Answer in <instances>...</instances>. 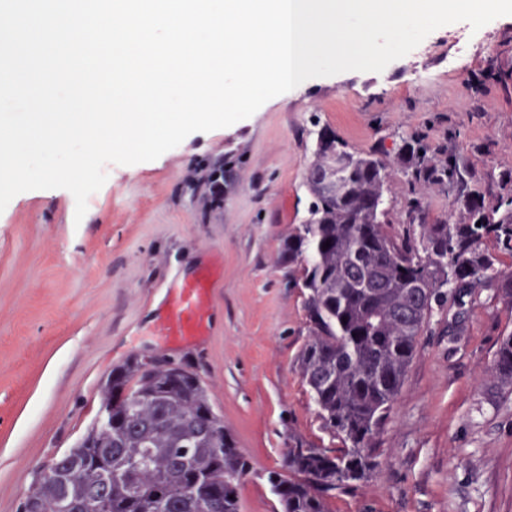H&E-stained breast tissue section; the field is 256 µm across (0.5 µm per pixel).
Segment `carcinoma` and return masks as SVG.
I'll return each mask as SVG.
<instances>
[{"mask_svg": "<svg viewBox=\"0 0 512 512\" xmlns=\"http://www.w3.org/2000/svg\"><path fill=\"white\" fill-rule=\"evenodd\" d=\"M332 152L339 187L326 193ZM428 153L424 135L403 140L400 173L413 194L426 184L453 187L456 209L400 235L386 203L393 163L337 138L319 142L306 177L307 217L284 256L299 272L309 322L300 374L321 428L344 448L296 441L265 474L280 512H332L336 494L379 465L374 440L446 289L492 287L512 309V192L472 191L459 155L436 161ZM486 394L492 402L512 395V330L501 334ZM249 470L199 375L149 368L135 354L112 368L94 422L25 499L42 512H240L237 482Z\"/></svg>", "mask_w": 512, "mask_h": 512, "instance_id": "obj_1", "label": "carcinoma"}]
</instances>
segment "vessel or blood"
<instances>
[{"label":"vessel or blood","instance_id":"obj_1","mask_svg":"<svg viewBox=\"0 0 512 512\" xmlns=\"http://www.w3.org/2000/svg\"><path fill=\"white\" fill-rule=\"evenodd\" d=\"M209 288L210 274L204 271L193 281L172 289L166 312L158 325L159 334L174 339H192L203 335Z\"/></svg>","mask_w":512,"mask_h":512}]
</instances>
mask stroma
Instances as JSON below:
<instances>
[{
  "mask_svg": "<svg viewBox=\"0 0 512 512\" xmlns=\"http://www.w3.org/2000/svg\"><path fill=\"white\" fill-rule=\"evenodd\" d=\"M460 38L472 50L452 70ZM324 132L351 151L423 133L433 158L466 157L469 189L498 191L512 169V16L440 27L382 72L319 78L156 160L106 165L82 222L68 190L16 195L0 212V512H17L47 461L75 445L101 380L133 354L194 365L251 465L242 512H277L264 474L294 438L341 447L296 368L304 295L281 256L306 217ZM206 266L205 335L159 336L169 290ZM462 303L459 336L435 308L378 435L380 465L333 512H512V398L483 394L512 309L489 288Z\"/></svg>",
  "mask_w": 512,
  "mask_h": 512,
  "instance_id": "obj_1",
  "label": "stroma"
}]
</instances>
